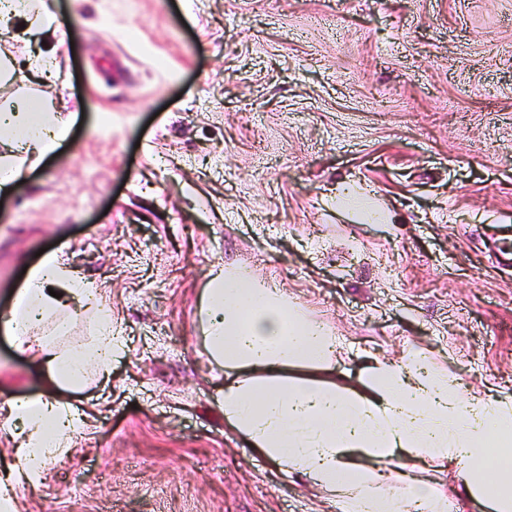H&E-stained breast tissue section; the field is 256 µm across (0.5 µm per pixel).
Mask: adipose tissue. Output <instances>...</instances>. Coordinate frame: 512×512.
<instances>
[{
    "mask_svg": "<svg viewBox=\"0 0 512 512\" xmlns=\"http://www.w3.org/2000/svg\"><path fill=\"white\" fill-rule=\"evenodd\" d=\"M30 31L53 32L68 15L48 10L45 0H0V32L16 18ZM69 117L52 101L22 97L0 112V193L21 187L26 155L53 152L69 132ZM60 287L76 300L78 313L94 301L86 281L49 253L31 268L13 305L0 311L17 352L34 355L55 394L15 399L4 408L19 440L20 464L0 475V512H14L15 489L43 476L50 458L69 447L82 414L62 395L89 371L108 374L122 348L108 312H100L92 348L59 346L54 337L31 333V321L56 318ZM210 357L229 369L224 382V418L256 453L277 463L284 474L298 473L330 495L335 512H453L451 497L416 486L401 497L385 485L380 464L414 458L450 462L470 476V493L489 500L496 512H512V403L461 402L459 386L423 366L418 353L401 364L375 362L371 387L342 395L318 382L289 386L288 364L326 363L336 338L323 323L308 319L280 289L255 281L239 267L210 273L200 302ZM501 464L495 481H485L482 465L491 456Z\"/></svg>",
    "mask_w": 512,
    "mask_h": 512,
    "instance_id": "adipose-tissue-1",
    "label": "adipose tissue"
}]
</instances>
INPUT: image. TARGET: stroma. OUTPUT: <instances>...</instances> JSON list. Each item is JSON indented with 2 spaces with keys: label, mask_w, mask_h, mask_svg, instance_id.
I'll use <instances>...</instances> for the list:
<instances>
[{
  "label": "stroma",
  "mask_w": 512,
  "mask_h": 512,
  "mask_svg": "<svg viewBox=\"0 0 512 512\" xmlns=\"http://www.w3.org/2000/svg\"><path fill=\"white\" fill-rule=\"evenodd\" d=\"M72 27L0 35L67 142L0 199V309L59 251L125 338L108 376L67 398L84 416L18 512H330L224 420V371L198 315L209 272L285 289L338 346L337 391L374 361L423 355L465 395L512 401V0H47ZM364 186L374 224L338 206ZM0 331V405L48 393Z\"/></svg>",
  "instance_id": "1"
}]
</instances>
